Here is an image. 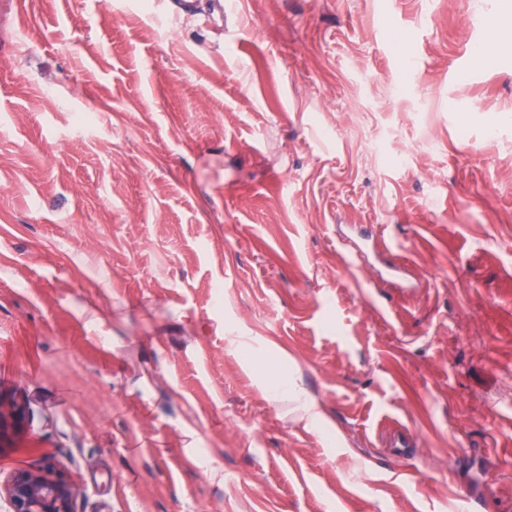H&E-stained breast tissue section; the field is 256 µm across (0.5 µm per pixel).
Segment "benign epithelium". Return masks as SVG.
I'll return each instance as SVG.
<instances>
[{"label": "benign epithelium", "mask_w": 512, "mask_h": 512, "mask_svg": "<svg viewBox=\"0 0 512 512\" xmlns=\"http://www.w3.org/2000/svg\"><path fill=\"white\" fill-rule=\"evenodd\" d=\"M27 410L0 404V431L26 420ZM77 492L51 461L35 470L18 469L0 480V502L5 512H75Z\"/></svg>", "instance_id": "7a95c632"}]
</instances>
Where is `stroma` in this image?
Returning <instances> with one entry per match:
<instances>
[{
	"mask_svg": "<svg viewBox=\"0 0 512 512\" xmlns=\"http://www.w3.org/2000/svg\"><path fill=\"white\" fill-rule=\"evenodd\" d=\"M511 3L233 0L164 41L157 0H0V474L512 512V47L475 58Z\"/></svg>",
	"mask_w": 512,
	"mask_h": 512,
	"instance_id": "obj_1",
	"label": "stroma"
}]
</instances>
